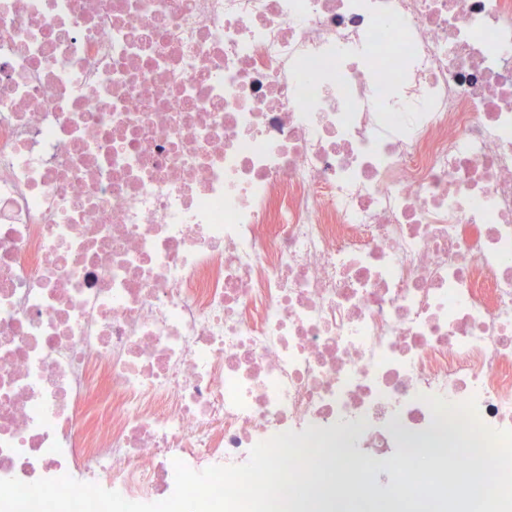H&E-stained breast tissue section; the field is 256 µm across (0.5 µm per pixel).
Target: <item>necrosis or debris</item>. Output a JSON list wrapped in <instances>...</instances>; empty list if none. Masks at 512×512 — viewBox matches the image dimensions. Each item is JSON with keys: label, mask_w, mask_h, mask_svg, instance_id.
<instances>
[{"label": "necrosis or debris", "mask_w": 512, "mask_h": 512, "mask_svg": "<svg viewBox=\"0 0 512 512\" xmlns=\"http://www.w3.org/2000/svg\"><path fill=\"white\" fill-rule=\"evenodd\" d=\"M309 426L306 512H512V0H0V479Z\"/></svg>", "instance_id": "necrosis-or-debris-1"}]
</instances>
